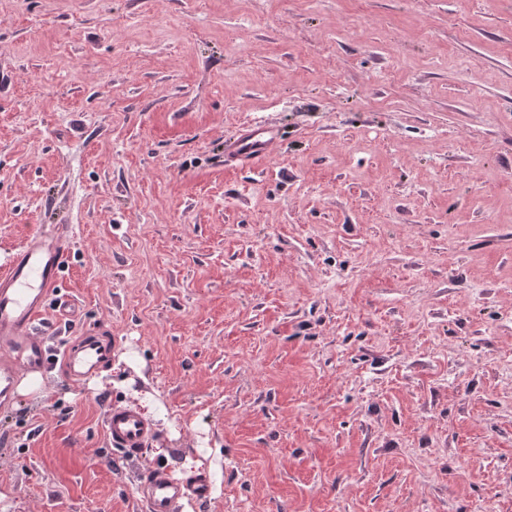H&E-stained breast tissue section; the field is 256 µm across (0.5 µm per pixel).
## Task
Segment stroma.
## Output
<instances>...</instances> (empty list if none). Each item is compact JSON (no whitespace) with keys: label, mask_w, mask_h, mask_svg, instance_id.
Wrapping results in <instances>:
<instances>
[{"label":"stroma","mask_w":512,"mask_h":512,"mask_svg":"<svg viewBox=\"0 0 512 512\" xmlns=\"http://www.w3.org/2000/svg\"><path fill=\"white\" fill-rule=\"evenodd\" d=\"M53 224L112 362L0 408V512H512V0H0V265ZM277 148L276 131L260 124L243 125L236 137L224 147L229 164L256 165L269 158ZM103 423L110 443L132 456L137 455L153 437L150 421L133 408L110 406ZM209 483L205 474L182 479L169 470L157 467L149 471L140 486L139 495L148 512H173L184 500H202L207 497Z\"/></svg>","instance_id":"stroma-1"}]
</instances>
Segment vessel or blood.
<instances>
[{"label": "vessel or blood", "mask_w": 512, "mask_h": 512, "mask_svg": "<svg viewBox=\"0 0 512 512\" xmlns=\"http://www.w3.org/2000/svg\"><path fill=\"white\" fill-rule=\"evenodd\" d=\"M277 148L276 132L260 124L243 125L224 149L227 163L256 165ZM70 231L66 224L51 232H35L0 269V405L9 404L19 375L58 362L72 378H86L104 367L112 346L101 335L90 333L78 341L64 342L57 353H49L40 326L55 317L66 321L73 305L61 293L62 276L70 251ZM104 429L110 443L129 455L138 454L153 437L150 421L129 407L112 406L104 415ZM206 475L187 479L174 477L157 467L149 471L139 495L147 512H174L184 500L207 497Z\"/></svg>", "instance_id": "b4317fda"}]
</instances>
